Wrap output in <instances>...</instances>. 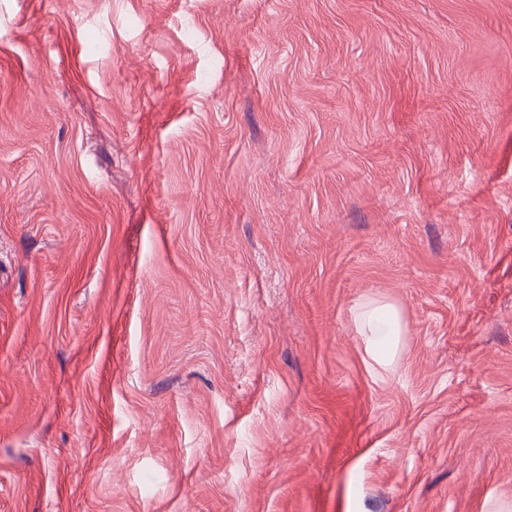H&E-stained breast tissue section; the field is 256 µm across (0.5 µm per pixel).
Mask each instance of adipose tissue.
<instances>
[{"mask_svg":"<svg viewBox=\"0 0 512 512\" xmlns=\"http://www.w3.org/2000/svg\"><path fill=\"white\" fill-rule=\"evenodd\" d=\"M355 325L368 357L385 369L393 365L404 334L399 310L383 300H366L355 314Z\"/></svg>","mask_w":512,"mask_h":512,"instance_id":"ef3b65f1","label":"adipose tissue"}]
</instances>
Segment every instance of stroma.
I'll list each match as a JSON object with an SVG mask.
<instances>
[{"instance_id": "1", "label": "stroma", "mask_w": 512, "mask_h": 512, "mask_svg": "<svg viewBox=\"0 0 512 512\" xmlns=\"http://www.w3.org/2000/svg\"><path fill=\"white\" fill-rule=\"evenodd\" d=\"M0 512H512V0H0ZM354 320L368 357L388 369L394 364L405 336L399 310L390 302L367 299L357 309Z\"/></svg>"}]
</instances>
